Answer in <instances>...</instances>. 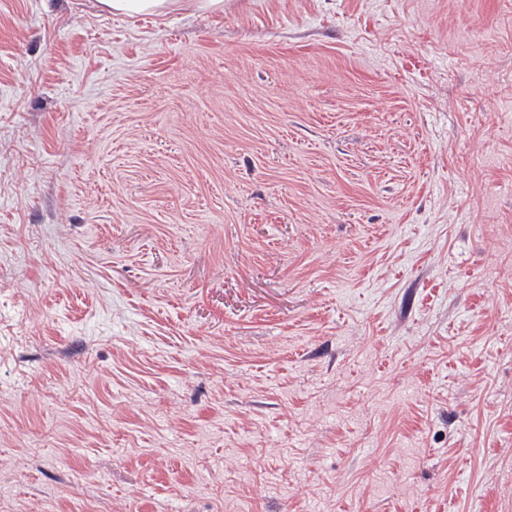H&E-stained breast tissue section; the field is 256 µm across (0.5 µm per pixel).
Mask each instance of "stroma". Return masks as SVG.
Returning <instances> with one entry per match:
<instances>
[{"mask_svg": "<svg viewBox=\"0 0 512 512\" xmlns=\"http://www.w3.org/2000/svg\"><path fill=\"white\" fill-rule=\"evenodd\" d=\"M7 512H512V0H0ZM179 0H98L112 14L162 15L173 9Z\"/></svg>", "mask_w": 512, "mask_h": 512, "instance_id": "35a3bbf8", "label": "stroma"}]
</instances>
